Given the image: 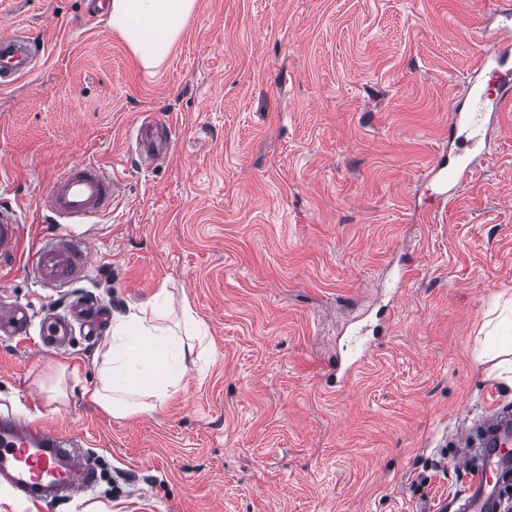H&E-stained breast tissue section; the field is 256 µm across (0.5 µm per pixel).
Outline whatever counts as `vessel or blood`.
I'll return each mask as SVG.
<instances>
[{"label":"vessel or blood","instance_id":"vessel-or-blood-1","mask_svg":"<svg viewBox=\"0 0 512 512\" xmlns=\"http://www.w3.org/2000/svg\"><path fill=\"white\" fill-rule=\"evenodd\" d=\"M45 47L31 40L21 28L0 35V89L12 87L34 71ZM512 47L503 46L496 55L481 56L474 71L462 83L471 108L460 112L450 108L448 136L467 137L482 120L486 109L501 111L512 106ZM174 129L169 124L141 123L136 131L135 150L142 166L152 167L166 159L167 143ZM473 173L471 160L455 163L439 159L427 170L430 177L462 184ZM121 196V182L93 159L71 165L50 185L45 207L57 224H87L113 213ZM25 260L36 279L66 285L82 278L91 261V243L76 235L48 236L32 246H24L20 222L10 202L0 203V267L9 268ZM100 316L94 303H76L66 317H51L43 324L46 344L65 345L76 325L95 329ZM31 323L28 308L19 304L0 305V333L25 335ZM479 439L463 433L460 446L473 447L480 458L478 469L458 498L457 512H494L500 502L498 472L512 465V412L492 409L482 420ZM78 454L72 436L56 428L24 420L12 414L0 417V480L10 484L24 499L38 503L49 488L78 493L95 480L91 468L77 469Z\"/></svg>","mask_w":512,"mask_h":512}]
</instances>
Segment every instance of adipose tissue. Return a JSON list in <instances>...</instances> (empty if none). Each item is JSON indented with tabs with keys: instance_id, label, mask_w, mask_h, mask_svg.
<instances>
[{
	"instance_id": "1",
	"label": "adipose tissue",
	"mask_w": 512,
	"mask_h": 512,
	"mask_svg": "<svg viewBox=\"0 0 512 512\" xmlns=\"http://www.w3.org/2000/svg\"><path fill=\"white\" fill-rule=\"evenodd\" d=\"M196 0H111L110 23L139 61L160 64L192 15ZM156 298L115 320L100 352V378L90 399L116 418L155 410L178 391L192 346L159 324Z\"/></svg>"
}]
</instances>
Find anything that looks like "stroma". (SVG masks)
Wrapping results in <instances>:
<instances>
[{"label": "stroma", "instance_id": "35a3bbf8", "mask_svg": "<svg viewBox=\"0 0 512 512\" xmlns=\"http://www.w3.org/2000/svg\"><path fill=\"white\" fill-rule=\"evenodd\" d=\"M497 0H197L147 68L85 0H0V33L45 41L0 91V199L24 243L61 232L43 201L70 165L116 169L122 200L88 225L93 263L49 288L22 263L0 299L28 341L0 337V412L88 441L96 483L40 505L0 482V512H441L468 477L457 438L512 388L476 364L489 303L512 295V108L454 200L422 172L448 146V106L501 19ZM168 160L127 152L146 118ZM168 289L202 359L161 407L115 418L87 395L97 342L41 354L47 314L79 298L105 317ZM384 329L346 386L353 332ZM425 493L414 481L434 462ZM31 323L28 308L19 304L2 303L0 307V333L7 336L25 335Z\"/></svg>", "mask_w": 512, "mask_h": 512}]
</instances>
